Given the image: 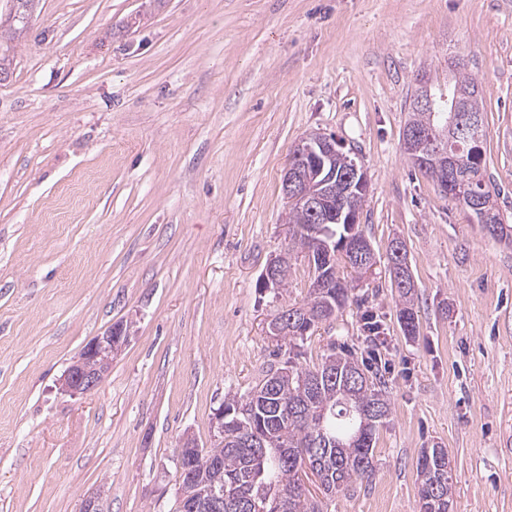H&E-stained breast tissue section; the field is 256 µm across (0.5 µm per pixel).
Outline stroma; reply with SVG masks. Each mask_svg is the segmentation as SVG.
<instances>
[{"label": "stroma", "instance_id": "stroma-1", "mask_svg": "<svg viewBox=\"0 0 512 512\" xmlns=\"http://www.w3.org/2000/svg\"><path fill=\"white\" fill-rule=\"evenodd\" d=\"M0 81V512H176L184 433L213 443L289 345L266 336L308 295L286 245L283 170L307 134L366 170L377 255L353 301L305 340L387 338L391 416L376 472L320 512H419L416 460L446 448L454 512H512V246L441 196L402 148L418 73L463 58L482 92L485 182L512 225V0H37ZM406 244L419 330L387 271ZM130 328L100 385L58 382L94 336ZM399 297L402 301L399 309L398 320L402 331L405 335H414L418 323L416 314L414 311V288H397Z\"/></svg>", "mask_w": 512, "mask_h": 512}]
</instances>
